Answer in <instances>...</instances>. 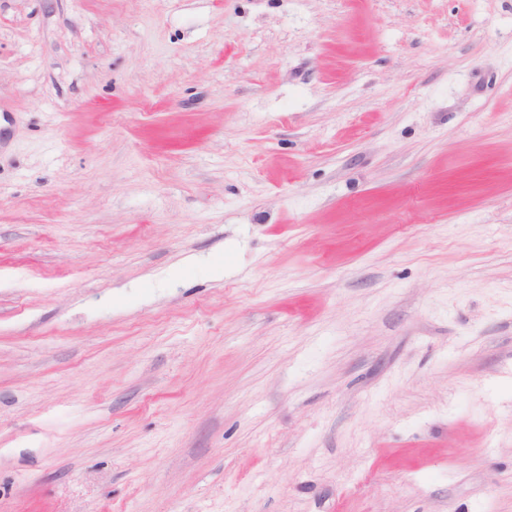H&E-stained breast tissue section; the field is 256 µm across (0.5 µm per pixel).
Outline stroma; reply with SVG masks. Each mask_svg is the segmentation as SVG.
I'll use <instances>...</instances> for the list:
<instances>
[{"mask_svg":"<svg viewBox=\"0 0 512 512\" xmlns=\"http://www.w3.org/2000/svg\"><path fill=\"white\" fill-rule=\"evenodd\" d=\"M0 512H512V0H0Z\"/></svg>","mask_w":512,"mask_h":512,"instance_id":"stroma-1","label":"stroma"}]
</instances>
